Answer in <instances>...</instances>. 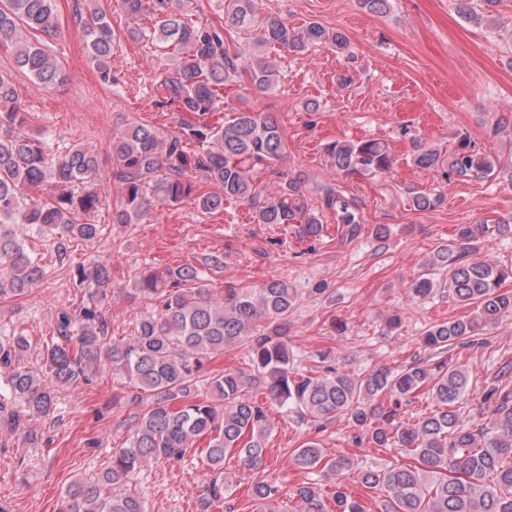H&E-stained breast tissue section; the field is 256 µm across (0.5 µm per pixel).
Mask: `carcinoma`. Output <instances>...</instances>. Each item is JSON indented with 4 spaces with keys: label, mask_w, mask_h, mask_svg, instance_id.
I'll list each match as a JSON object with an SVG mask.
<instances>
[{
    "label": "carcinoma",
    "mask_w": 512,
    "mask_h": 512,
    "mask_svg": "<svg viewBox=\"0 0 512 512\" xmlns=\"http://www.w3.org/2000/svg\"><path fill=\"white\" fill-rule=\"evenodd\" d=\"M89 13L85 43L99 81L112 85V50L117 34L96 0H83ZM500 0H458L457 11L467 22L493 18ZM190 0H123L127 16L155 19L157 39L174 57V67L159 84L161 106L176 105L193 117L179 134L166 135L154 125L131 121L112 138L121 200L112 223L136 224L148 214L149 193L169 203L190 201L203 213L224 209V202L249 205L257 224H293L301 239L322 235V217L333 215L342 236L359 238L364 224L355 205L342 192L328 187L318 205L308 203L301 178L290 176L273 193L253 179L257 167L268 169L287 152L276 121L258 107L235 110L217 125L209 118L221 111L224 86L243 80L259 96L276 90L279 70L265 47L303 53L327 47L348 50L347 36L317 22L295 28L271 16L262 18L263 37L249 54L231 40L230 30L256 18L255 0H224V22L200 24L191 19ZM60 27L58 0H0V47L11 50L13 67L0 68V298L19 296L44 275L20 231L33 228L59 260L73 239L92 241L106 234L107 225L90 224L83 216L98 208L102 172L97 153L84 145L64 152L52 149L49 135L25 131L28 112L17 93L13 71L29 76L44 89L67 79L64 66L48 51V39ZM206 145L190 152L194 143ZM336 174L384 173L393 165L385 145L375 139L336 141L326 147ZM412 163L422 169L447 164L446 176L501 180L512 187V168L496 162L465 137L444 157L429 146L417 145ZM201 173L218 191L197 193L193 174ZM45 197L33 199L30 190ZM512 231V215L489 226L461 224L423 264L410 286L416 299L441 289L448 297L473 309L469 318L434 323L423 333L429 361L399 371L376 369L353 375L334 366L308 376L294 367L288 348V317L297 290L271 279L257 287H216L209 271L221 268L219 256L171 268L164 274L140 275L135 291L151 301L129 340L112 338V321L99 305L107 298L111 267L102 260L72 269L76 286L89 301L61 309L56 337L41 351V364L25 363L32 348L22 332L0 340V430L23 431L33 417H50L58 408L63 387L89 384L106 375L126 377L146 394L133 436L112 453L96 477L79 479L65 492L62 512H145L132 477L152 461H182L196 441L208 439L204 456L214 472L202 494V512L224 503L229 484L224 459L237 449L241 466L253 472L250 488L258 512H280L279 487L266 475L267 439L271 428L263 403L249 395L259 382L266 398L316 421L344 417L364 431L377 448L400 449L418 465L370 469L357 473L360 484L377 494V512H512V362H503L487 382L483 403L489 417L474 422L460 412L470 394V372L448 352L476 342L512 318V292L502 284L512 279V267L471 258L474 243L494 233ZM248 348L250 373L213 371L207 364L235 346ZM425 395L435 410L414 424L398 420L402 407ZM387 399V404L377 402ZM302 470L320 469L343 476L354 472L346 457L327 458L319 442L308 440L294 451ZM299 512H329L315 483L295 488ZM336 512H367L361 498L336 486Z\"/></svg>",
    "instance_id": "1"
}]
</instances>
